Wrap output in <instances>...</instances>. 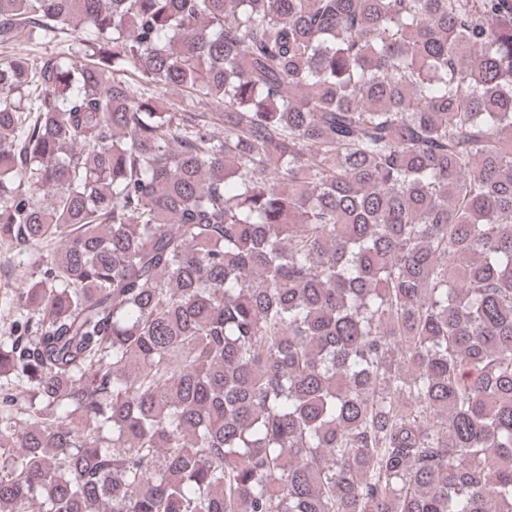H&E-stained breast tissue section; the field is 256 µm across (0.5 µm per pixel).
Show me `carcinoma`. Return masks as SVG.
Here are the masks:
<instances>
[{
	"mask_svg": "<svg viewBox=\"0 0 512 512\" xmlns=\"http://www.w3.org/2000/svg\"><path fill=\"white\" fill-rule=\"evenodd\" d=\"M22 33L79 49L0 59V242L49 248L0 512H512V0H0Z\"/></svg>",
	"mask_w": 512,
	"mask_h": 512,
	"instance_id": "obj_1",
	"label": "carcinoma"
}]
</instances>
